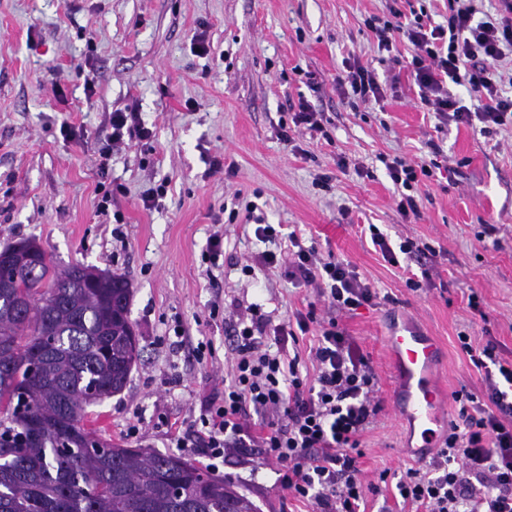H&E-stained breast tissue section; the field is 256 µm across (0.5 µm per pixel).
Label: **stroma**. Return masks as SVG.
Returning a JSON list of instances; mask_svg holds the SVG:
<instances>
[{
  "mask_svg": "<svg viewBox=\"0 0 512 512\" xmlns=\"http://www.w3.org/2000/svg\"><path fill=\"white\" fill-rule=\"evenodd\" d=\"M390 3L0 0V245L33 238L60 266L84 263L132 283L141 361L124 391L96 408L104 438L125 442L135 423L138 446L207 466L193 449H176L174 436L204 398L223 395L238 314L254 307L277 323L323 306L314 288L257 265L267 248L254 235L259 222L349 262L377 293L374 307L339 318L377 376L381 409L361 437L360 478L375 484L384 472L389 485L368 495L365 512H411L394 485L420 460L392 402L393 324L437 343L432 374L450 422L454 392H487L460 336L495 343L512 359V126L486 135L439 123L408 69L378 52L364 25ZM353 56L375 68L379 99L355 104L337 85ZM312 76L319 92L307 87ZM302 97L322 113L325 135L293 126ZM127 107L151 134L125 136L103 159L112 114ZM64 120L74 137L61 134ZM395 155L435 156L446 166L420 185V214L409 220L383 164ZM341 157L347 167H338ZM216 159L224 163L218 173ZM161 184L166 194L144 208V192ZM116 186L120 194L101 210L102 191ZM372 224L391 247L410 238L436 254L390 264L371 242ZM216 232L224 253L213 265L203 254ZM247 264L253 272H244ZM423 265L430 282L410 290L407 279ZM202 340L212 354L201 360L194 348ZM214 473L238 484L260 512L315 510L289 496L279 466L254 449L226 457Z\"/></svg>",
  "mask_w": 512,
  "mask_h": 512,
  "instance_id": "stroma-1",
  "label": "stroma"
}]
</instances>
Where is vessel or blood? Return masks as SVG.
Wrapping results in <instances>:
<instances>
[{
  "label": "vessel or blood",
  "instance_id": "vessel-or-blood-1",
  "mask_svg": "<svg viewBox=\"0 0 512 512\" xmlns=\"http://www.w3.org/2000/svg\"><path fill=\"white\" fill-rule=\"evenodd\" d=\"M397 378L394 404L416 424L424 447L437 444L436 425L441 422L440 396L431 380L429 368L437 344L410 331H397L388 338Z\"/></svg>",
  "mask_w": 512,
  "mask_h": 512
}]
</instances>
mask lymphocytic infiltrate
I'll use <instances>...</instances> for the list:
<instances>
[{
	"label": "lymphocytic infiltrate",
	"instance_id": "1",
	"mask_svg": "<svg viewBox=\"0 0 512 512\" xmlns=\"http://www.w3.org/2000/svg\"><path fill=\"white\" fill-rule=\"evenodd\" d=\"M497 2L495 13L483 15L476 0H448L444 25L420 14L404 19L396 7L387 16H369L365 25L379 51H392L400 37L412 46L410 74L421 103L440 122H478L490 135L512 125V95L503 88L501 70L512 57V0ZM457 85L468 88L474 106L454 93ZM437 166L433 159H389L387 174L403 189L397 203L402 217L418 214L413 189ZM254 234L268 243L287 238L286 251L262 252L260 265L282 269L293 283L316 287L329 317L318 320L311 308L276 325L262 316L241 319L231 342L223 400H206L198 422L176 445L212 461L238 448L259 449L281 466L283 488L312 501L316 512H361L366 495L358 467L361 436L380 405L369 359L336 316L372 305L377 294L350 263L321 255L296 233H283L281 225L259 224ZM311 331L316 334L310 350L315 376L309 381L300 372V355L288 344ZM270 336L276 349L266 345ZM459 341L473 366L484 372L487 396L464 389L455 393L460 423L451 424L432 457L408 469L396 489L423 512H512V361L500 357L494 344L476 348L464 335Z\"/></svg>",
	"mask_w": 512,
	"mask_h": 512
}]
</instances>
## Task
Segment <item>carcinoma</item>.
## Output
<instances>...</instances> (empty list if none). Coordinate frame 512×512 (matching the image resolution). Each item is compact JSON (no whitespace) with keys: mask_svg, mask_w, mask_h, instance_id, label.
<instances>
[{"mask_svg":"<svg viewBox=\"0 0 512 512\" xmlns=\"http://www.w3.org/2000/svg\"><path fill=\"white\" fill-rule=\"evenodd\" d=\"M132 298L125 275L62 268L34 239L0 248V512H259L183 456L84 448L89 408L123 392L140 356Z\"/></svg>","mask_w":512,"mask_h":512,"instance_id":"cac0c4a2","label":"carcinoma"}]
</instances>
